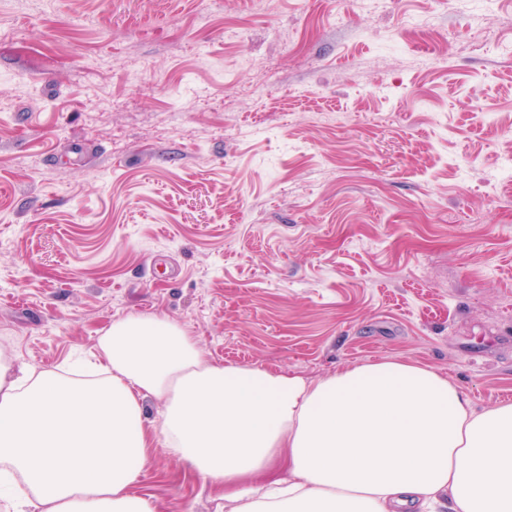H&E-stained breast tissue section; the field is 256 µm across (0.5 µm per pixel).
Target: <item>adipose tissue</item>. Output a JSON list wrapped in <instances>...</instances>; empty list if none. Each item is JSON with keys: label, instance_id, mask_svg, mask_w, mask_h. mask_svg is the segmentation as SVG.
I'll return each instance as SVG.
<instances>
[{"label": "adipose tissue", "instance_id": "ef3b65f1", "mask_svg": "<svg viewBox=\"0 0 512 512\" xmlns=\"http://www.w3.org/2000/svg\"><path fill=\"white\" fill-rule=\"evenodd\" d=\"M98 352L93 381L0 353V497L14 512H158L131 488L159 440L224 512H512V403L476 411L430 368L313 380L219 364L179 324L141 316L114 321Z\"/></svg>", "mask_w": 512, "mask_h": 512}]
</instances>
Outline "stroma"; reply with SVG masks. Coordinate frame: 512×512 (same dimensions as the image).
Masks as SVG:
<instances>
[{
	"mask_svg": "<svg viewBox=\"0 0 512 512\" xmlns=\"http://www.w3.org/2000/svg\"><path fill=\"white\" fill-rule=\"evenodd\" d=\"M0 75L14 360L156 316L218 363L512 402V0H0ZM135 491L216 512L160 444Z\"/></svg>",
	"mask_w": 512,
	"mask_h": 512,
	"instance_id": "35a3bbf8",
	"label": "stroma"
}]
</instances>
